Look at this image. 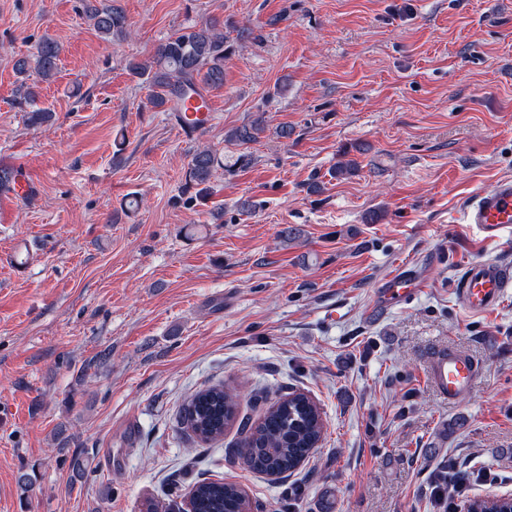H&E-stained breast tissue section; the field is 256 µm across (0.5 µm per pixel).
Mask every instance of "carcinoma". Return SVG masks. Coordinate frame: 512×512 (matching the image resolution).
<instances>
[{
  "label": "carcinoma",
  "mask_w": 512,
  "mask_h": 512,
  "mask_svg": "<svg viewBox=\"0 0 512 512\" xmlns=\"http://www.w3.org/2000/svg\"><path fill=\"white\" fill-rule=\"evenodd\" d=\"M83 13L106 40L121 41L130 35V23L116 0H84ZM61 46L44 38L34 51L15 62L21 77L14 105L28 114L32 125L49 121L52 112L36 105L37 93L28 85L29 72L42 79L57 71ZM230 51L224 26L214 19L187 26L163 40L152 58L131 62L129 75L149 90L148 103L181 119V106L190 98L204 99L207 89L224 84V56ZM268 128L260 115L248 124L229 130L224 140L240 147L257 142ZM224 168V155L208 147L196 149L187 164L181 194L191 203L210 194L211 179ZM21 169L0 167V191L16 192ZM242 395L230 385L201 389L183 405L180 422L185 431L201 442H217L235 426L241 438L236 454L252 472L289 475L308 460L324 439L323 412L304 392H292L267 405L258 421L241 414ZM194 512H243L248 505L244 489L224 479H207L193 485Z\"/></svg>",
  "instance_id": "obj_1"
}]
</instances>
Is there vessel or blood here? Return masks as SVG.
<instances>
[{
    "label": "vessel or blood",
    "instance_id": "b4317fda",
    "mask_svg": "<svg viewBox=\"0 0 512 512\" xmlns=\"http://www.w3.org/2000/svg\"><path fill=\"white\" fill-rule=\"evenodd\" d=\"M463 221L487 242L499 241L512 233V179L499 180L480 191L466 206ZM511 285L512 269L476 260L467 266L458 294L467 311L484 314L497 306ZM420 286L415 275L400 272L391 276L381 286L369 310L370 317H377L393 302L417 294ZM425 365L429 384L452 404L472 390L479 375V366L472 357L444 344L427 351Z\"/></svg>",
    "mask_w": 512,
    "mask_h": 512
}]
</instances>
